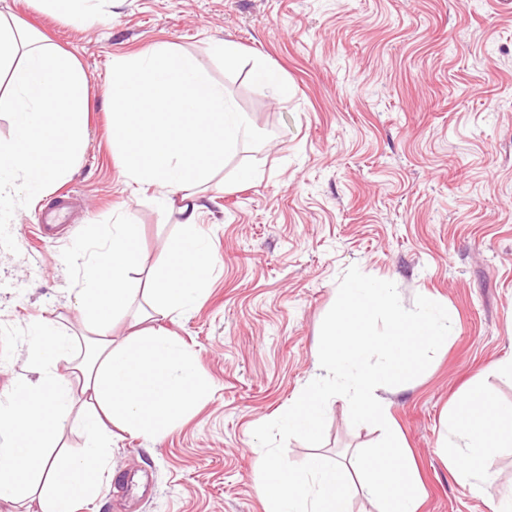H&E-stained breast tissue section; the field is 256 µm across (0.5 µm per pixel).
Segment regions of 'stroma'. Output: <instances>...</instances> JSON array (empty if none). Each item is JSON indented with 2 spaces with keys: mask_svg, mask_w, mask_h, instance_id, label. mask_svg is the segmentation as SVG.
<instances>
[{
  "mask_svg": "<svg viewBox=\"0 0 512 512\" xmlns=\"http://www.w3.org/2000/svg\"><path fill=\"white\" fill-rule=\"evenodd\" d=\"M13 13L81 64L89 80L88 142L71 179L43 198L14 193L0 210V400L31 376L30 331L45 321L86 342L76 294V245L89 225L140 226L133 302L112 328L122 340L150 275L183 239L159 187L130 184L112 154V61L178 45L246 112L253 137L226 158L197 224L213 245L206 293L163 320L210 380L176 426L146 439L115 431L112 475L76 512H265L252 435L320 370L322 321L350 266L447 307L454 335L428 369L386 392L416 466L418 512H492L512 494V446L493 449L484 495L458 481L440 450L449 405L472 380L512 403V9L493 0H114L88 26L31 0ZM215 39L236 42L233 66ZM263 57L288 80L275 98L250 76ZM258 179L239 181V168ZM71 205L60 244L34 232L59 197ZM378 427L352 425L343 401L325 438L292 439L289 462H349Z\"/></svg>",
  "mask_w": 512,
  "mask_h": 512,
  "instance_id": "1",
  "label": "stroma"
}]
</instances>
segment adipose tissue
<instances>
[{
	"mask_svg": "<svg viewBox=\"0 0 512 512\" xmlns=\"http://www.w3.org/2000/svg\"><path fill=\"white\" fill-rule=\"evenodd\" d=\"M1 74L8 88L0 92V112L9 113L13 125L11 138L0 140L5 204L19 189L47 195L71 175L86 146L89 100L79 62L0 8ZM111 106L112 152L128 179L161 187L162 208L171 193L186 192V237L170 270L154 277L148 290L143 317L150 327L117 343L112 322L127 310L131 274L140 265L139 227L126 220L89 233L77 299L93 348L89 357L74 359L72 336L45 323L34 327L29 354L38 376L20 380L0 403V506L27 500L36 503V512H74L77 503L94 502L110 468L111 424L156 436L210 390L193 356L156 322L192 307L205 289L213 252L195 222L203 206L196 188L249 134V118L173 43L113 61ZM62 362L70 376L58 373ZM78 390L92 401L80 419L85 445L75 455L52 454ZM511 420L512 406H502L478 384L449 408L445 457L474 493L493 481L489 450Z\"/></svg>",
	"mask_w": 512,
	"mask_h": 512,
	"instance_id": "adipose-tissue-1",
	"label": "adipose tissue"
}]
</instances>
